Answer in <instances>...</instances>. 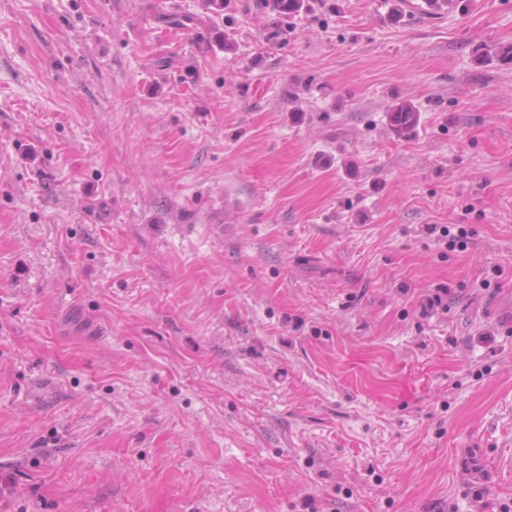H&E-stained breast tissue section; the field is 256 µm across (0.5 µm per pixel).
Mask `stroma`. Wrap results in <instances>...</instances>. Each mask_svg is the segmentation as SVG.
Masks as SVG:
<instances>
[{
	"instance_id": "35a3bbf8",
	"label": "stroma",
	"mask_w": 512,
	"mask_h": 512,
	"mask_svg": "<svg viewBox=\"0 0 512 512\" xmlns=\"http://www.w3.org/2000/svg\"><path fill=\"white\" fill-rule=\"evenodd\" d=\"M505 46L512 0H0V512H512ZM388 120L394 133L399 136H405L415 129L419 121V115L411 103L401 101L390 107Z\"/></svg>"
}]
</instances>
